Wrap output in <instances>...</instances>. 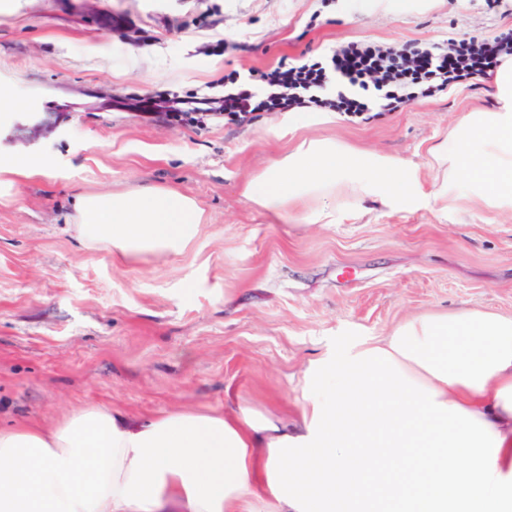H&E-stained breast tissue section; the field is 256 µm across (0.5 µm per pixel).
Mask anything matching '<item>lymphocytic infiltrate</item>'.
<instances>
[{
	"label": "lymphocytic infiltrate",
	"mask_w": 512,
	"mask_h": 512,
	"mask_svg": "<svg viewBox=\"0 0 512 512\" xmlns=\"http://www.w3.org/2000/svg\"><path fill=\"white\" fill-rule=\"evenodd\" d=\"M508 58L512 28L480 39L397 45L347 41L314 56L280 58L257 74L231 70L222 97H198L187 108L181 97H174L172 107L158 112L157 119L172 127H197L212 118L242 124L257 112L304 109L338 112L367 124L449 86L490 77Z\"/></svg>",
	"instance_id": "f902f5d3"
}]
</instances>
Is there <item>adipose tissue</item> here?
<instances>
[{"label":"adipose tissue","instance_id":"1","mask_svg":"<svg viewBox=\"0 0 512 512\" xmlns=\"http://www.w3.org/2000/svg\"><path fill=\"white\" fill-rule=\"evenodd\" d=\"M495 105L417 164L305 138L247 181L276 216L335 224L364 207L512 210V59ZM204 212L154 186L78 195L83 243L124 261L183 253ZM512 512V316L428 311L311 368L301 420L241 404L131 416L90 406L0 428V512Z\"/></svg>","mask_w":512,"mask_h":512}]
</instances>
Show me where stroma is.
I'll use <instances>...</instances> for the list:
<instances>
[{
  "label": "stroma",
  "mask_w": 512,
  "mask_h": 512,
  "mask_svg": "<svg viewBox=\"0 0 512 512\" xmlns=\"http://www.w3.org/2000/svg\"><path fill=\"white\" fill-rule=\"evenodd\" d=\"M0 13V426L97 405L131 415L240 403L297 417L310 361L462 308L512 314V214L392 212L307 224L241 186L301 139L333 136L426 164L487 80L367 124L335 112H261L243 125L169 127L170 93L219 96L225 67L266 68L342 40L484 36L512 16L484 0L393 15L348 0H14ZM323 23L305 25L312 14ZM225 39L216 56L209 44ZM179 189L205 213L182 254L126 262L86 250L79 193Z\"/></svg>",
  "instance_id": "1"
}]
</instances>
